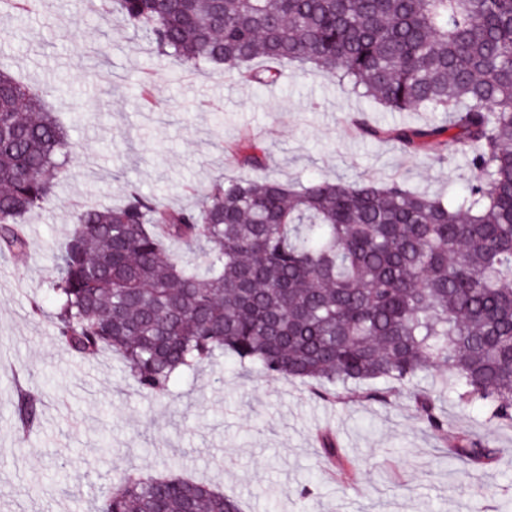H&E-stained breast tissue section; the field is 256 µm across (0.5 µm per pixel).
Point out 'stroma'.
<instances>
[{
    "mask_svg": "<svg viewBox=\"0 0 512 512\" xmlns=\"http://www.w3.org/2000/svg\"><path fill=\"white\" fill-rule=\"evenodd\" d=\"M0 66L46 91L70 135L66 176L25 219L27 252L0 259V512H94L127 471L205 478L241 512H512V426L481 405L441 401L453 434L495 451L472 468L449 456L406 394L379 382L328 399L223 358L145 394L117 355L83 357L53 339L55 247L84 205L115 203L130 187L202 205L213 180L240 175L226 146L244 133L269 152L260 178L398 179L460 196L474 177L462 156H412L350 128L361 111L384 127L438 125L444 113L389 112L292 67L262 89L211 65L187 72L144 35L105 24L91 0H26L0 13ZM20 387L41 397L25 436L13 415ZM324 434L341 450L335 462Z\"/></svg>",
    "mask_w": 512,
    "mask_h": 512,
    "instance_id": "1",
    "label": "stroma"
}]
</instances>
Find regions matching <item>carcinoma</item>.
I'll use <instances>...</instances> for the list:
<instances>
[{
    "instance_id": "carcinoma-1",
    "label": "carcinoma",
    "mask_w": 512,
    "mask_h": 512,
    "mask_svg": "<svg viewBox=\"0 0 512 512\" xmlns=\"http://www.w3.org/2000/svg\"><path fill=\"white\" fill-rule=\"evenodd\" d=\"M107 24L141 31L191 71L229 65L264 88L280 66L310 67L392 112L448 113V124L355 133L418 155L466 157L475 177L445 201L399 180L246 174L214 182L198 208L171 209L130 188L120 206L83 210L60 242L56 340L80 356L122 354L151 394L204 360L230 356L271 379L319 387L405 388L435 435L448 395L512 424V0H101ZM66 132L42 95L0 71V257L25 252L21 219L50 201ZM244 169L265 149L228 146ZM167 240L198 246L194 268ZM18 428L38 418L19 390ZM462 462L491 458L473 436ZM96 512H239L208 483L124 472Z\"/></svg>"
}]
</instances>
